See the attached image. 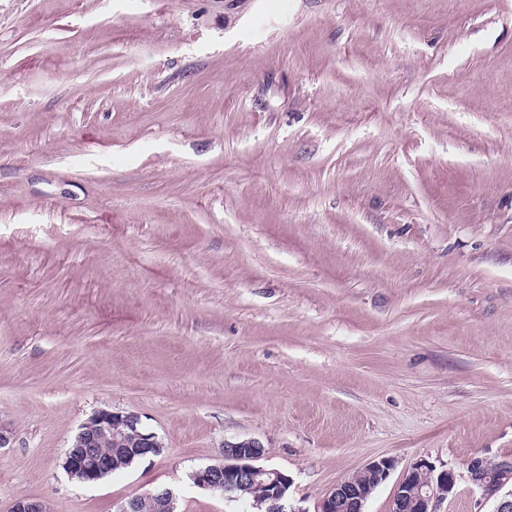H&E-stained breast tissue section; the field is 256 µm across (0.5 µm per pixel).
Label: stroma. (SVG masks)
Wrapping results in <instances>:
<instances>
[{"label":"stroma","instance_id":"obj_1","mask_svg":"<svg viewBox=\"0 0 512 512\" xmlns=\"http://www.w3.org/2000/svg\"><path fill=\"white\" fill-rule=\"evenodd\" d=\"M160 455L92 484L81 423ZM0 512H315L389 457L512 455V0H0ZM111 448L104 452L99 448ZM113 442L116 448L112 446ZM163 444L154 432L147 431L139 415L131 412L100 409L83 422L72 445L65 454L63 465L70 475L77 473L82 483H93L131 464L135 458L144 460L161 454ZM114 470V469H113ZM265 454L264 445L257 439L225 442L222 460L194 471L193 484L230 500L238 499L237 490L246 487L238 495L250 501L254 490L252 506L257 512H297L286 510L292 478L260 464ZM144 505H149L151 512H176V497L169 488H157L129 498L118 512H142Z\"/></svg>","mask_w":512,"mask_h":512}]
</instances>
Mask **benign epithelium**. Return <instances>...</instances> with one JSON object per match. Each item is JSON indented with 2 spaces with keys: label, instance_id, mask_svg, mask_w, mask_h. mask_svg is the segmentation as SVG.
I'll list each match as a JSON object with an SVG mask.
<instances>
[{
  "label": "benign epithelium",
  "instance_id": "benign-epithelium-1",
  "mask_svg": "<svg viewBox=\"0 0 512 512\" xmlns=\"http://www.w3.org/2000/svg\"><path fill=\"white\" fill-rule=\"evenodd\" d=\"M106 435L115 448L104 452L99 448V438ZM163 444L158 436L147 431L139 415L131 412L100 409L83 422L72 445L65 454L64 466L69 474H78L81 482L93 483L112 473V469L161 454ZM265 447L257 439L224 442L222 460L200 468L192 474L193 484L237 499V490L249 487L254 490L252 506L258 512H304L289 509L288 492L292 478L283 471L260 464ZM502 476L491 472L487 460L474 457L467 463V480L480 493V503H492L493 512H512V483L509 471L512 458L503 457L498 462ZM394 460L382 457L359 469L371 479L360 483L348 476L336 483L319 501L317 512H365L373 492L390 476ZM457 495V476L450 469L435 471L425 461L404 471L391 497L389 512H437L439 502ZM176 512V497L169 488H157L135 495L120 506L118 512ZM8 512H49L47 504L37 498L18 499Z\"/></svg>",
  "mask_w": 512,
  "mask_h": 512
}]
</instances>
